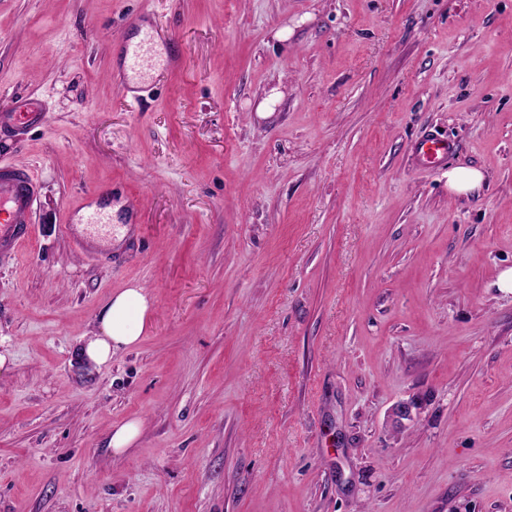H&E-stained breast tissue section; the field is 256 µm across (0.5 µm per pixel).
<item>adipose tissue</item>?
<instances>
[{
  "label": "adipose tissue",
  "mask_w": 512,
  "mask_h": 512,
  "mask_svg": "<svg viewBox=\"0 0 512 512\" xmlns=\"http://www.w3.org/2000/svg\"><path fill=\"white\" fill-rule=\"evenodd\" d=\"M152 312L149 295L139 284L114 294L98 316L96 333L82 346L83 359L99 367L109 363L116 352L137 345L152 320Z\"/></svg>",
  "instance_id": "adipose-tissue-1"
}]
</instances>
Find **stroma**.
Segmentation results:
<instances>
[{"mask_svg":"<svg viewBox=\"0 0 512 512\" xmlns=\"http://www.w3.org/2000/svg\"><path fill=\"white\" fill-rule=\"evenodd\" d=\"M152 13L184 65L139 107L112 41ZM33 97L0 512H512V0H0V112ZM88 193L125 230L90 253ZM133 283L150 326L86 367ZM412 149L416 159L429 169L440 168L454 151L451 143L430 135L417 140ZM484 181L483 172L474 167L448 169V190L454 194H467L480 188ZM140 433L139 421H128L112 430L109 439V448L114 453H121L135 441Z\"/></svg>","mask_w":512,"mask_h":512,"instance_id":"obj_1","label":"stroma"}]
</instances>
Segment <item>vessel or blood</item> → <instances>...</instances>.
<instances>
[{
  "label": "vessel or blood",
  "instance_id": "b4317fda",
  "mask_svg": "<svg viewBox=\"0 0 512 512\" xmlns=\"http://www.w3.org/2000/svg\"><path fill=\"white\" fill-rule=\"evenodd\" d=\"M157 17L139 21L117 40L120 47L119 75L124 84L146 85L157 73L180 66L181 60L169 48ZM46 114L40 103L27 98L0 112V134L23 135L43 125ZM454 147L433 136H425L413 145L416 159L430 169L440 168ZM37 200L36 182L23 167L0 164V255H10L30 234L29 216Z\"/></svg>",
  "mask_w": 512,
  "mask_h": 512
}]
</instances>
